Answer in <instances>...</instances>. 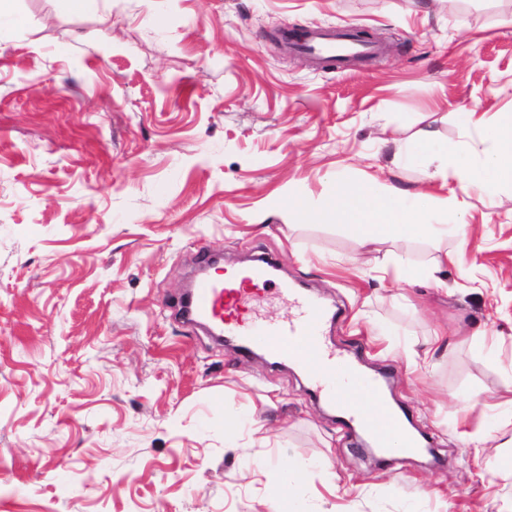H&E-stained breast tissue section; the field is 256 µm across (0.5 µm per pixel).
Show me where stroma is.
Segmentation results:
<instances>
[{
  "mask_svg": "<svg viewBox=\"0 0 512 512\" xmlns=\"http://www.w3.org/2000/svg\"><path fill=\"white\" fill-rule=\"evenodd\" d=\"M512 0H18L0 22V512H512V192L433 179L512 113ZM353 27L344 70L277 43ZM466 236L361 247L365 182ZM264 253L339 308L435 461L377 466L302 379L176 321L200 254ZM456 257L443 263L444 254ZM427 269L406 282L398 265ZM498 447L474 460L466 436ZM459 148L455 143L436 147L431 132H423L412 143V154L433 166L432 178H445L448 175V160L456 157Z\"/></svg>",
  "mask_w": 512,
  "mask_h": 512,
  "instance_id": "1",
  "label": "stroma"
}]
</instances>
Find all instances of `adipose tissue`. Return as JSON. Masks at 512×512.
<instances>
[{
    "instance_id": "adipose-tissue-1",
    "label": "adipose tissue",
    "mask_w": 512,
    "mask_h": 512,
    "mask_svg": "<svg viewBox=\"0 0 512 512\" xmlns=\"http://www.w3.org/2000/svg\"><path fill=\"white\" fill-rule=\"evenodd\" d=\"M475 124L484 127L491 147L479 163L464 168V189L512 188V113H504L501 121L490 128L485 127L480 117ZM331 214L337 222L364 227L361 242L365 245L405 235L426 238L435 231L434 225L424 217L422 204H407L400 191L379 190L365 183L340 187Z\"/></svg>"
}]
</instances>
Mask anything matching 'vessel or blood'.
I'll return each instance as SVG.
<instances>
[{"label":"vessel or blood","mask_w":512,"mask_h":512,"mask_svg":"<svg viewBox=\"0 0 512 512\" xmlns=\"http://www.w3.org/2000/svg\"><path fill=\"white\" fill-rule=\"evenodd\" d=\"M289 47L328 67L340 57L370 56L377 51L374 43L356 39L349 28L312 30L290 42ZM267 282L268 273L260 265L227 270L220 281L196 277L181 311L190 320L219 327L222 335L245 348L299 361L318 395L338 406L350 423L370 435L391 429L402 436L400 453L416 454L419 444L415 438L404 436L401 419L383 404L379 380L365 376L327 346L324 325L328 310L324 304L301 297L292 313L282 319L268 321L253 315L252 306L262 297ZM373 400L380 404L375 414L366 408Z\"/></svg>","instance_id":"1"}]
</instances>
